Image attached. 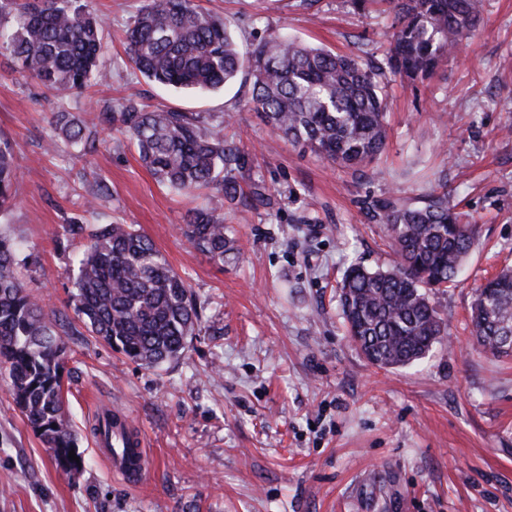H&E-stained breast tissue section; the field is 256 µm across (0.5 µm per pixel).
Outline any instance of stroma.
<instances>
[{"label": "stroma", "instance_id": "1", "mask_svg": "<svg viewBox=\"0 0 512 512\" xmlns=\"http://www.w3.org/2000/svg\"><path fill=\"white\" fill-rule=\"evenodd\" d=\"M251 45L288 33L337 53L390 47L391 17L373 4L317 0H197ZM146 0H89L102 21L104 84L60 95L0 53V139L19 182L0 233L17 240L23 274L68 330L63 389L86 464L64 473L16 407L0 374V512H512V355L480 347L470 323L475 289L512 267V0H483V23L427 80L389 77L385 152L370 167L338 168L279 138L246 101L239 77L195 93L135 71L123 32ZM225 121L250 154L243 188L268 206L225 202L231 249L223 265L181 234L203 194L158 184L105 113L127 101ZM68 112L102 143L79 155L53 122ZM95 169L99 183L85 182ZM444 190L478 243L431 301L448 335L399 368L369 363L346 334L338 285L359 264L394 259L377 205ZM120 222L146 234L197 298L201 326L183 355L148 369L98 342L78 321L69 269L86 237ZM123 407L149 458L137 482L114 475L92 429L98 402Z\"/></svg>", "mask_w": 512, "mask_h": 512}]
</instances>
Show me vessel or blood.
Segmentation results:
<instances>
[{
	"label": "vessel or blood",
	"mask_w": 512,
	"mask_h": 512,
	"mask_svg": "<svg viewBox=\"0 0 512 512\" xmlns=\"http://www.w3.org/2000/svg\"><path fill=\"white\" fill-rule=\"evenodd\" d=\"M98 425H110V432L100 433L97 446L112 470L127 479L134 480L145 472L146 450L141 436L133 432L129 414L116 407H100L96 410ZM133 444L135 458H128L124 452L126 444Z\"/></svg>",
	"instance_id": "obj_1"
}]
</instances>
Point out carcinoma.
<instances>
[{"label": "carcinoma", "instance_id": "carcinoma-1", "mask_svg": "<svg viewBox=\"0 0 512 512\" xmlns=\"http://www.w3.org/2000/svg\"><path fill=\"white\" fill-rule=\"evenodd\" d=\"M390 5L392 48L385 62L337 54L272 34L239 48L225 20L195 0H147L126 30L127 54L148 80L205 93L244 74L247 104L283 140L329 162L359 170L386 146L382 79L410 81L432 74L482 22L481 0H383ZM14 27L0 26V49L41 85L66 95L102 75L103 28L82 0H20ZM54 122L78 152L96 149L98 132L67 112ZM112 131L134 141L155 179L169 190L211 194L190 210L183 234L192 247L224 265V201L242 189L231 172L249 153L224 139V122L200 114L147 111L130 103L112 113ZM12 147L0 141V211L15 197ZM396 254L385 270L348 269L341 305L351 341L380 367L409 365L447 335L426 290L448 287L475 242L448 194L419 201L396 197L378 214ZM19 244L0 235V369L7 371L16 406L55 461L82 472L68 458L77 438L67 420L62 378L64 325L27 291L19 270ZM72 304L87 331L131 361L159 367L178 359L199 332L195 296L151 240L130 224H101L72 268ZM472 324L478 344L500 356L512 332V269L476 289Z\"/></svg>", "mask_w": 512, "mask_h": 512}]
</instances>
